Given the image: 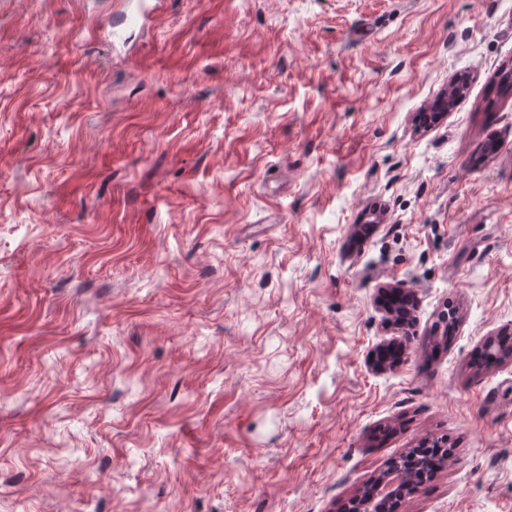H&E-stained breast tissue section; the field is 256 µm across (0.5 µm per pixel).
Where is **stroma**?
Instances as JSON below:
<instances>
[{
	"mask_svg": "<svg viewBox=\"0 0 512 512\" xmlns=\"http://www.w3.org/2000/svg\"><path fill=\"white\" fill-rule=\"evenodd\" d=\"M492 338L512 0H0V512H512ZM408 467L410 465H407ZM407 466L403 465L402 460H396L392 463V468L382 474H380L377 478H375L368 486H371L372 484L379 485L383 480L386 481L389 474L394 471H405ZM366 486L364 490L361 493V496L357 497L355 500V503L357 504L359 502V506L355 512H374L376 511L375 508V499L373 498L372 494L370 493L369 489Z\"/></svg>",
	"mask_w": 512,
	"mask_h": 512,
	"instance_id": "stroma-1",
	"label": "stroma"
}]
</instances>
